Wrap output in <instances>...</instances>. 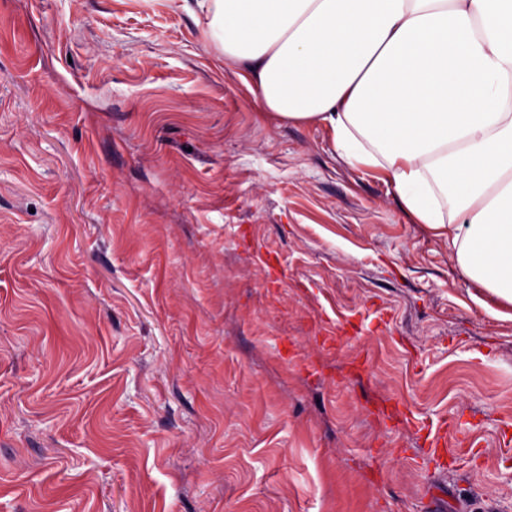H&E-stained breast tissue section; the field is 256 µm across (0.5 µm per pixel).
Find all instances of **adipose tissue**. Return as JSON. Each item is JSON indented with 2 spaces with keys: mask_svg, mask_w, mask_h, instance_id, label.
<instances>
[{
  "mask_svg": "<svg viewBox=\"0 0 512 512\" xmlns=\"http://www.w3.org/2000/svg\"><path fill=\"white\" fill-rule=\"evenodd\" d=\"M263 111L382 172L457 266L512 308V0H177Z\"/></svg>",
  "mask_w": 512,
  "mask_h": 512,
  "instance_id": "1",
  "label": "adipose tissue"
}]
</instances>
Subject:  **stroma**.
<instances>
[{
  "label": "stroma",
  "mask_w": 512,
  "mask_h": 512,
  "mask_svg": "<svg viewBox=\"0 0 512 512\" xmlns=\"http://www.w3.org/2000/svg\"><path fill=\"white\" fill-rule=\"evenodd\" d=\"M0 512H512V311L174 0H0Z\"/></svg>",
  "instance_id": "1"
}]
</instances>
